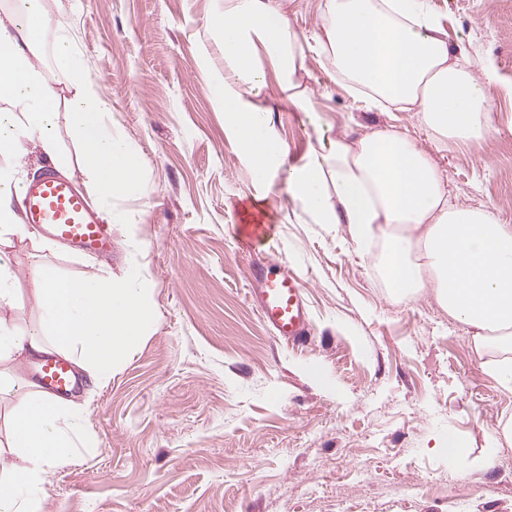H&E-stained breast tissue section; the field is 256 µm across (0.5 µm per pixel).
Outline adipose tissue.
<instances>
[{
  "mask_svg": "<svg viewBox=\"0 0 512 512\" xmlns=\"http://www.w3.org/2000/svg\"><path fill=\"white\" fill-rule=\"evenodd\" d=\"M314 40L349 93L367 108L416 113L439 140L472 143L494 128L487 64L461 65L428 0H324ZM208 24L224 50V73L210 82L238 154L257 180L285 173L291 202L315 224H343L356 253L376 263L394 299L432 287L449 318L467 327L478 355L507 352L495 370L512 382V225L495 208L451 202L448 174L408 132L379 129L336 137L305 163L287 166L288 145L269 126L262 92L268 57L282 77L303 71L305 45L279 0H224ZM51 44L52 68L35 59ZM74 77L61 100L48 73ZM0 400L11 405L0 452V512H43L54 471L94 444L86 407L47 396L24 376L26 362L56 354L98 385L138 349L155 321L137 259L125 274H62L48 263L20 275L5 246L36 240L19 211L16 163L32 154L56 170L71 167L61 135L82 149L91 201L107 220L128 188L141 184L139 155L110 123V103L48 0H12L0 9ZM38 310L20 326L3 316L21 281Z\"/></svg>",
  "mask_w": 512,
  "mask_h": 512,
  "instance_id": "1",
  "label": "adipose tissue"
}]
</instances>
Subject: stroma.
Segmentation results:
<instances>
[{
	"label": "stroma",
	"mask_w": 512,
	"mask_h": 512,
	"mask_svg": "<svg viewBox=\"0 0 512 512\" xmlns=\"http://www.w3.org/2000/svg\"><path fill=\"white\" fill-rule=\"evenodd\" d=\"M454 55L489 65L495 128L437 141L414 113L368 110L307 48L306 118L267 68L269 120L299 165L320 143L407 131L448 171L452 202L494 207L512 224V0H430ZM221 0H53L140 155L141 186L117 203L109 254L13 241L19 271L50 263L121 275L143 247L156 320L91 400L92 454L58 469L44 512H512V384L484 368L466 327L432 289L392 300L343 224L289 203L283 172L255 180L224 129L211 75L224 71L207 19ZM270 225L268 259L294 269L311 334L291 348L265 326L249 289L252 257L231 227ZM459 448L449 455L443 439Z\"/></svg>",
	"instance_id": "obj_1"
}]
</instances>
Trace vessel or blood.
<instances>
[{"label":"vessel or blood","instance_id":"1","mask_svg":"<svg viewBox=\"0 0 512 512\" xmlns=\"http://www.w3.org/2000/svg\"><path fill=\"white\" fill-rule=\"evenodd\" d=\"M24 220L49 237L78 249L106 247L110 234L85 196L69 180L47 171L27 182L23 189ZM270 227L245 224L238 233L240 251L254 255L250 294L263 321L278 338L297 343L309 334L307 304L300 276L288 266L259 259L261 244ZM38 386L51 397L69 395L76 379L62 359L43 356L34 373Z\"/></svg>","mask_w":512,"mask_h":512}]
</instances>
